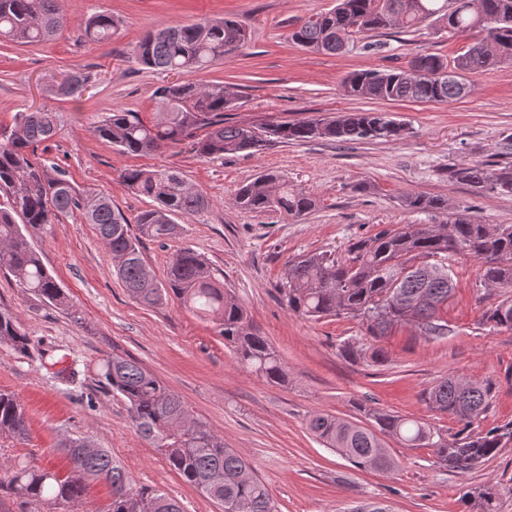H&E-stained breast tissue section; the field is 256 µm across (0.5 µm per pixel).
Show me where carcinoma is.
<instances>
[{
	"label": "carcinoma",
	"instance_id": "carcinoma-1",
	"mask_svg": "<svg viewBox=\"0 0 512 512\" xmlns=\"http://www.w3.org/2000/svg\"><path fill=\"white\" fill-rule=\"evenodd\" d=\"M444 25L448 34H467L473 42L453 68L435 54L413 57L407 66L360 70L344 87L352 96L417 103H449L468 93L464 74L512 63V0H336L333 8L315 13L289 33L291 41L315 53L337 54L354 38L391 28L416 30L429 20ZM68 19L58 0H0V39L15 44H39L59 38ZM119 20L107 11L84 22L87 40L108 42ZM248 41L246 30L232 19L201 18L150 31L134 48L138 63L148 69L191 74L238 53ZM88 83L80 70L51 86L54 96L79 97ZM222 84L201 86L193 81L158 89V117L148 124L137 112L115 110L93 129L94 135L123 154L141 155L185 140L203 158L257 152L275 143L331 140L392 142L406 134L405 125L387 112L365 110L327 118L278 124L239 125L224 118L235 107ZM54 112H22L9 135L0 138V270L17 285L65 313L67 293L43 266L22 226L34 229L52 224L61 215L78 212L93 225L115 262L114 272L128 295L155 307L176 298L186 308L217 325L224 344L238 362L272 384L287 381L288 370L266 337L252 330L247 310L229 297L224 284L197 251L184 247L169 264L165 282L155 280L140 249V236L167 240L179 233L173 217L191 216L210 205L207 195L187 183L171 167L162 170L127 168L122 181L150 200L149 208L128 219L112 200L80 189L56 164L35 158V148L56 134ZM448 177L477 191L512 195V165L492 168L482 163L448 169ZM415 212L448 216V224H399L383 227L351 243L345 254L329 250L302 254L285 264L278 292L288 311L309 318L344 317L359 321L366 341L345 346L353 361L374 365L386 360L376 342L393 328L410 326L433 340L448 335L444 311L456 293L457 282L448 260L454 256L481 263L479 286L506 293L483 314L491 329L512 330V225L476 221L464 206L421 193L402 198ZM233 205L251 212L278 211L296 219L316 207V199L296 188L283 175L268 170L242 185ZM0 345L24 354L28 337L14 317L0 313ZM102 372L112 392L128 405L140 435L164 454L169 466L198 492L220 506L221 512H278L266 485L252 465L205 423L196 421L189 433L183 422L193 419L187 405L136 359L107 356ZM489 384L450 375L438 380L426 399L451 416L460 429L453 438L416 419L359 405L365 422H350L328 414L308 418L315 438L358 468L382 472L397 462L382 436L395 437L410 448H429L441 464L467 470L494 457L512 441V422L474 434V421L485 411ZM28 433L25 411L16 397L0 392V436L23 438ZM88 440L63 444L69 467L61 473L25 460L0 464V491L27 505L80 504L96 483L110 488L105 512H183L179 502L160 490L147 492L133 485L129 474L107 448L86 450ZM479 512H497L492 488L474 491Z\"/></svg>",
	"mask_w": 512,
	"mask_h": 512
}]
</instances>
